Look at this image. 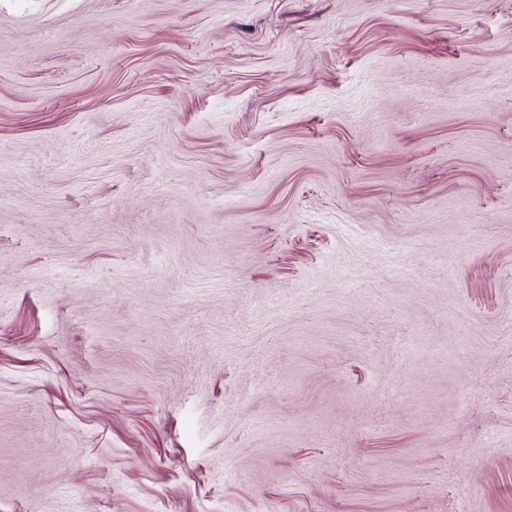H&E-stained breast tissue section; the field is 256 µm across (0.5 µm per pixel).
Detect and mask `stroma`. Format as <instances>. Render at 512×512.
Returning <instances> with one entry per match:
<instances>
[{
  "mask_svg": "<svg viewBox=\"0 0 512 512\" xmlns=\"http://www.w3.org/2000/svg\"><path fill=\"white\" fill-rule=\"evenodd\" d=\"M0 512H512V0H0Z\"/></svg>",
  "mask_w": 512,
  "mask_h": 512,
  "instance_id": "35a3bbf8",
  "label": "stroma"
}]
</instances>
